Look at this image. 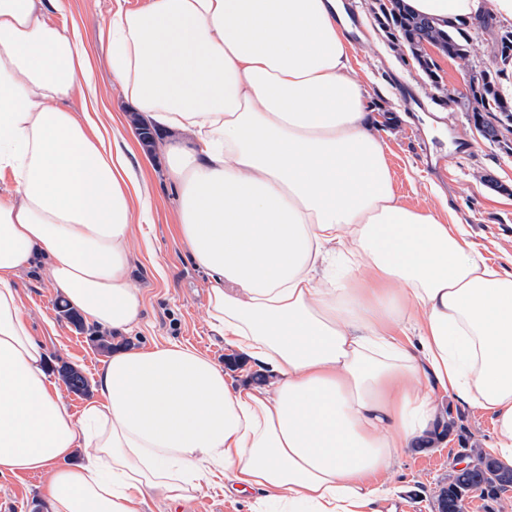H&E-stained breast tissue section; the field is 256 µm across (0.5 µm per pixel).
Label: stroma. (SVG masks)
Wrapping results in <instances>:
<instances>
[{
    "mask_svg": "<svg viewBox=\"0 0 512 512\" xmlns=\"http://www.w3.org/2000/svg\"><path fill=\"white\" fill-rule=\"evenodd\" d=\"M146 0H60L51 20L76 33L91 60L88 83L77 86L67 106L82 111L97 97L99 120L130 116L108 58V22L123 6L136 8ZM356 28L350 51L359 80L368 90L380 119L378 133L397 194L408 205L442 210L450 206L465 224L492 265L512 258V149L485 140L469 113L431 98L425 74L404 59L378 27L369 0H347ZM142 167L151 194L149 222L135 233L131 248L145 309L138 328L113 337V346L145 345L169 340L190 345L232 374L244 367L209 324L208 279L196 268L176 231L178 197L164 176L165 161L157 147L139 146L130 157ZM20 297L33 336L49 348L52 366L69 363L94 380L107 356L91 342L88 331L60 316L56 288L30 271L20 278ZM453 426L446 441L427 452L408 451L400 465L383 479L398 490L381 512H438V495L448 485L457 454L471 445L488 448L494 440L491 416L465 404L440 398ZM48 477L30 474L19 480L0 476V512H42ZM151 512H250V499L207 486L184 506L153 503Z\"/></svg>",
    "mask_w": 512,
    "mask_h": 512,
    "instance_id": "1",
    "label": "stroma"
}]
</instances>
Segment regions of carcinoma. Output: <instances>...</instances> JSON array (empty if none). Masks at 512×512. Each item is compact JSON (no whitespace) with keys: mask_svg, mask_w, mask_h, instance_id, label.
Instances as JSON below:
<instances>
[{"mask_svg":"<svg viewBox=\"0 0 512 512\" xmlns=\"http://www.w3.org/2000/svg\"><path fill=\"white\" fill-rule=\"evenodd\" d=\"M370 10L396 49L409 52L414 63L428 77L431 88L442 91L437 63L426 52L424 44L429 43L448 58L462 62L465 92L458 97L446 94L448 103L469 112L476 128L491 129V142L501 143L512 135V98L500 91L504 68L512 64V26L499 29L494 54L497 69L490 70L470 64L474 47L469 32L471 23L466 19L456 18L441 24L434 17L409 10L403 0H371ZM61 378L73 392L81 393L87 389L86 378L72 369L61 374ZM457 488L465 493L478 489L483 495L495 497L504 486L492 485L490 479L476 470L460 473L438 495L441 512H461L462 499L455 492Z\"/></svg>","mask_w":512,"mask_h":512,"instance_id":"obj_1","label":"carcinoma"}]
</instances>
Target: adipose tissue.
<instances>
[{"label": "adipose tissue", "instance_id": "ef3b65f1", "mask_svg": "<svg viewBox=\"0 0 512 512\" xmlns=\"http://www.w3.org/2000/svg\"><path fill=\"white\" fill-rule=\"evenodd\" d=\"M405 2L512 20V0ZM54 3L0 0V476L48 474L46 512L186 504L205 478L255 492L252 512H377V476L433 430L441 395L492 415L512 468V271L397 195L344 0L113 12L112 73L167 135L210 325L269 378L233 382L177 342L121 350L73 415L19 278L39 268L97 328L133 330L132 220L150 194L125 127L64 108L90 64Z\"/></svg>", "mask_w": 512, "mask_h": 512}]
</instances>
